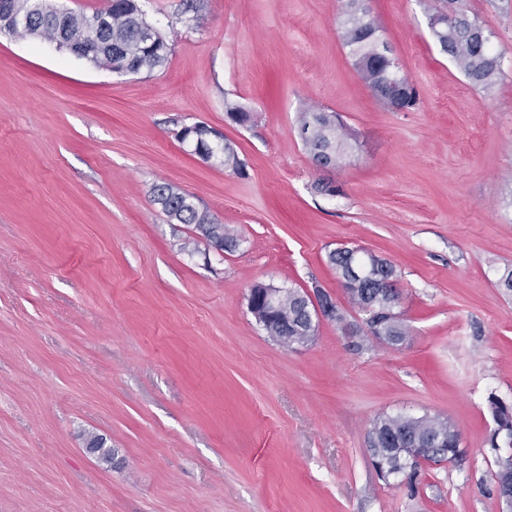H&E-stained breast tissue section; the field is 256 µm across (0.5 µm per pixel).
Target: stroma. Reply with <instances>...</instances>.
<instances>
[{"instance_id": "stroma-1", "label": "stroma", "mask_w": 512, "mask_h": 512, "mask_svg": "<svg viewBox=\"0 0 512 512\" xmlns=\"http://www.w3.org/2000/svg\"><path fill=\"white\" fill-rule=\"evenodd\" d=\"M439 0H372L420 104L396 112L340 39L341 0H139L167 61L119 74L0 34V512H499L488 398L512 403V0H465L504 76L472 87L437 49ZM251 115L233 122L226 103ZM342 115L316 169L306 107ZM222 132L233 172L183 145ZM334 182L336 196L313 190ZM192 195L239 240L209 253L151 191ZM390 259L409 327L353 351L336 324L281 345L256 284L348 298L327 255ZM430 413L464 460L385 483L367 435ZM114 453L102 462L88 435Z\"/></svg>"}]
</instances>
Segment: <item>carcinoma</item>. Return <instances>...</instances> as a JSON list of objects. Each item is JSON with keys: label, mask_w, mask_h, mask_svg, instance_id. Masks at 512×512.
I'll return each mask as SVG.
<instances>
[{"label": "carcinoma", "mask_w": 512, "mask_h": 512, "mask_svg": "<svg viewBox=\"0 0 512 512\" xmlns=\"http://www.w3.org/2000/svg\"><path fill=\"white\" fill-rule=\"evenodd\" d=\"M8 13L21 15L19 25L6 28V33L17 37L51 38L60 33L69 42H85L92 50L91 62L115 69L119 58L115 55L118 48L124 49L131 58L136 72H151L167 60L170 46L163 35L145 18L138 0H112V23L95 27L96 18L102 14L98 10L91 15L68 12L67 17L58 15L56 5L51 0H5ZM433 22L430 31L440 51L447 54L465 79L475 88L489 89L498 81L500 54L493 45L483 39L486 25L475 15L459 6V0H446L442 8L432 11ZM341 37L344 45L350 49L361 78L369 85L382 88L383 78L400 79L404 84L403 94L409 108L419 103V95L408 78L396 71L389 56L376 54L377 47L383 43L379 37V27L363 0H345L343 20L341 21ZM151 31L152 43L142 44V34ZM298 124L309 128L310 138L303 145L310 155L324 154L330 149L337 150L338 156L346 157L351 149L352 134L348 131L341 116L331 110L309 108L298 116ZM180 140L188 141L194 151L208 150L220 165L239 169L238 154L228 142L215 144L210 141L199 124L183 127ZM155 203L159 204L167 217L177 224H192L195 231L211 244L225 243L233 246L237 238L224 230L210 214L200 208L194 198L168 185L160 184L153 187ZM328 262L336 270V275L346 293L349 303L358 311L361 305L367 304L379 308L378 286L372 280H355L349 277L348 257L338 251L328 254ZM319 322L304 300L288 296V314L273 323L268 335L279 336H314ZM378 336H406L407 327L402 319H383L376 331ZM489 408L493 421L512 424V405L488 397ZM402 415H382L372 424L368 432L369 447L376 448L383 437L391 430L400 427ZM421 427L426 432L438 431L442 434V456L434 454L425 456V460L434 464L442 462L456 463L461 457L459 448L460 433L449 420L439 416L425 414ZM380 448V447H378ZM380 451L395 455L401 449L381 447Z\"/></svg>", "instance_id": "1"}]
</instances>
